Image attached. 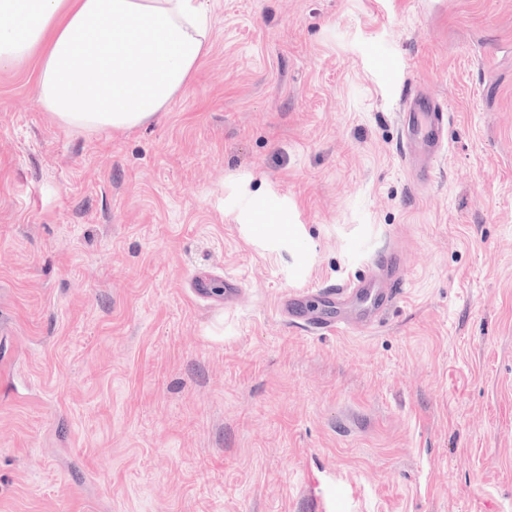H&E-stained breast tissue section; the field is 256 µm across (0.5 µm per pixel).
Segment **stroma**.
Segmentation results:
<instances>
[{
    "instance_id": "obj_1",
    "label": "stroma",
    "mask_w": 512,
    "mask_h": 512,
    "mask_svg": "<svg viewBox=\"0 0 512 512\" xmlns=\"http://www.w3.org/2000/svg\"><path fill=\"white\" fill-rule=\"evenodd\" d=\"M211 4L133 129L46 112L39 56L0 70V512H512V0ZM392 247L371 331L279 316ZM398 116L404 159H412L418 153L435 156L440 152L447 116L441 104L429 97L422 85L405 99ZM309 293V290H305L282 297L278 302V309L288 314V317H290L293 322L306 319L307 325L317 332H321V334H338L350 329L349 325L338 316L331 315L320 317L314 316L313 313L309 312L305 305V300Z\"/></svg>"
}]
</instances>
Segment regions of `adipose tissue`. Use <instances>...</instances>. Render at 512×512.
Instances as JSON below:
<instances>
[{"mask_svg": "<svg viewBox=\"0 0 512 512\" xmlns=\"http://www.w3.org/2000/svg\"><path fill=\"white\" fill-rule=\"evenodd\" d=\"M206 0H0V70L41 52L39 104L63 124L131 129L208 52Z\"/></svg>", "mask_w": 512, "mask_h": 512, "instance_id": "ef3b65f1", "label": "adipose tissue"}]
</instances>
